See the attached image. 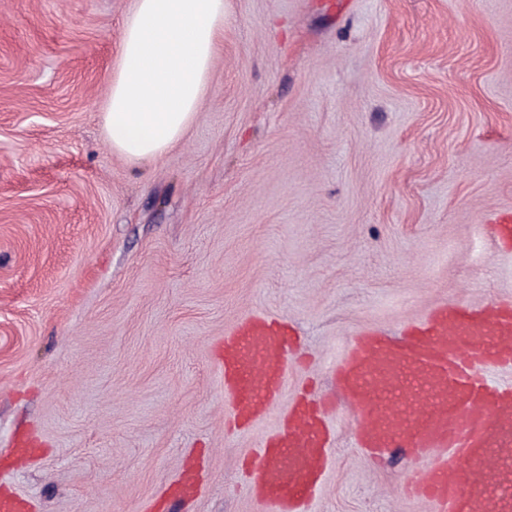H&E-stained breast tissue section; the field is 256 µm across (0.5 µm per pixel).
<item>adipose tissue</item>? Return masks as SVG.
Masks as SVG:
<instances>
[{
    "instance_id": "obj_1",
    "label": "adipose tissue",
    "mask_w": 512,
    "mask_h": 512,
    "mask_svg": "<svg viewBox=\"0 0 512 512\" xmlns=\"http://www.w3.org/2000/svg\"><path fill=\"white\" fill-rule=\"evenodd\" d=\"M229 21L225 0H135L104 112L113 152L139 162L183 137L207 92L215 47Z\"/></svg>"
}]
</instances>
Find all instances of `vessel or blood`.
<instances>
[{"label":"vessel or blood","mask_w":512,"mask_h":512,"mask_svg":"<svg viewBox=\"0 0 512 512\" xmlns=\"http://www.w3.org/2000/svg\"><path fill=\"white\" fill-rule=\"evenodd\" d=\"M297 347L291 325L261 314L225 335L216 361L235 421L270 410ZM511 366V303L442 304L400 335L357 333L333 394L357 413L359 448L409 457L404 498L431 512H512V385L491 375ZM332 406L295 402L251 461L263 512H304L312 501L328 468Z\"/></svg>","instance_id":"vessel-or-blood-1"}]
</instances>
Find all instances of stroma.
Segmentation results:
<instances>
[{"mask_svg":"<svg viewBox=\"0 0 512 512\" xmlns=\"http://www.w3.org/2000/svg\"><path fill=\"white\" fill-rule=\"evenodd\" d=\"M205 100L133 163L103 112L134 0H0V498L29 512H259L244 461L353 336L512 302V0H227ZM294 322L307 363L242 431L214 353ZM310 512H431L349 407Z\"/></svg>","mask_w":512,"mask_h":512,"instance_id":"obj_1","label":"stroma"}]
</instances>
